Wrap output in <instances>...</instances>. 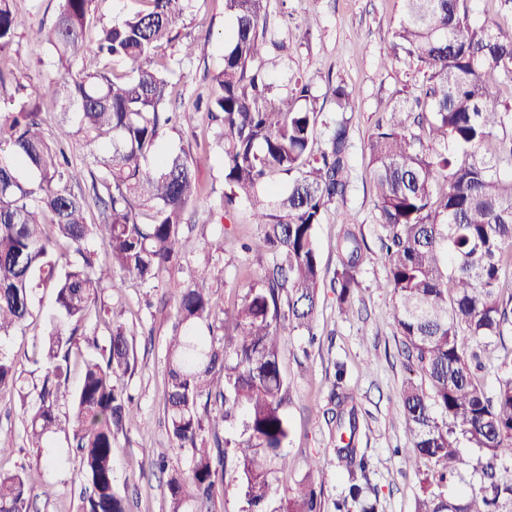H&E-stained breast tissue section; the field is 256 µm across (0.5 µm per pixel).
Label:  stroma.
Here are the masks:
<instances>
[{
    "label": "stroma",
    "mask_w": 512,
    "mask_h": 512,
    "mask_svg": "<svg viewBox=\"0 0 512 512\" xmlns=\"http://www.w3.org/2000/svg\"><path fill=\"white\" fill-rule=\"evenodd\" d=\"M19 28L14 51L30 63L19 83L35 88L56 78L50 48L44 35L52 25L59 0H16ZM402 11L401 0H270L268 26L276 45L266 57L273 93L289 94L295 78L304 77L312 92L333 116L331 90L345 86L354 101L347 119L351 128V185L343 201L324 214L316 231L323 278L321 306L308 344L302 331H285L282 337V369L290 386L287 407L290 432L283 445L288 467L272 477L268 501L278 512L307 478L323 488L324 512L347 492V478L336 464L335 431L326 424L327 407L337 364H344L345 383L354 397L359 417L358 448L369 463L370 486L380 500V512H414L419 493L417 469H433V462L409 463L402 454L411 444L400 390L407 372L398 354L393 321L394 298L386 286V263L379 250L382 233L374 206L368 141L388 102L412 96L413 73L405 58L394 55L393 31ZM231 22L224 0H192L179 25V38L163 46L161 59H182L174 80L182 95L185 116L176 129L166 130L161 144L169 151H186L205 190L200 206L189 209L186 219L188 269L163 274L155 287H129L116 292L105 286L100 299L115 319L123 322L133 340L136 364L122 379L134 398L138 425L118 434L113 444L115 483L125 493L131 512H169L166 477L142 460L143 449L164 456L169 468L187 471L191 451L176 447L165 423L166 340L173 322V299L189 280L188 270L208 264L207 284L219 306L229 307L249 285L258 283L274 258L271 253L244 254L240 240L253 237L247 204H240L232 220H221L224 165L216 146L218 129L206 114L194 111L197 96L207 95L212 75L222 64L224 33ZM195 40L200 50L190 60L182 58L183 38ZM353 215L367 244L366 259L358 275L359 287L349 313H342L338 293L330 286L336 268V239L346 215ZM54 310L51 290L39 291L35 318L25 333L13 336L8 350L19 370L31 371L33 342ZM321 468L310 472L309 459ZM31 472L43 493L32 512H76L79 486L72 461L54 468L40 466L35 449L17 441L11 452L0 455V470Z\"/></svg>",
    "instance_id": "1"
}]
</instances>
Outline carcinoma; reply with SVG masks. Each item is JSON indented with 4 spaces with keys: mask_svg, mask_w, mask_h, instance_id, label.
Instances as JSON below:
<instances>
[{
    "mask_svg": "<svg viewBox=\"0 0 512 512\" xmlns=\"http://www.w3.org/2000/svg\"><path fill=\"white\" fill-rule=\"evenodd\" d=\"M15 0H0V56L16 38ZM146 8L101 26L95 53L125 67L121 75L73 71L91 23V0H60L46 34L62 76L45 89L61 102L53 139L45 135L33 93L16 84L15 110L0 118V388L23 390L6 343L26 332L39 290L50 288L57 313L36 338L37 397L27 410L23 440L52 447L62 433L79 461L83 488L78 512H129L115 484L112 445L137 423L121 379L135 367L123 323L103 317L99 290L126 280L148 285L183 267L184 212L202 192L189 155L160 148L174 127L177 61L158 50L190 0H143ZM471 0H402L393 31L415 73L420 94L393 105L368 149L381 250L394 297L393 319L410 376L401 401L411 433L407 460L435 461L417 472L414 512H512V351L498 359L496 385L486 392L473 347L505 346L512 332V294L500 288L512 266V104L499 101L496 82L512 83V32L470 17ZM267 0H224L234 22L224 35L221 68L196 109L219 123L224 157V215L249 204L260 232L246 251H270L275 262L261 283L224 310V335L214 334L216 306L205 272L180 289L166 345L168 435L192 449L188 473H168L170 512H214L216 485L232 472L249 512H263L273 474L288 464V381L280 368V339L289 327L314 337L321 262L316 228L345 198L351 179L348 122L335 123L315 148L323 109L303 78L291 97L271 94L265 50L276 45L267 27ZM81 138L90 169L78 167L65 143ZM27 168L37 180L23 182ZM288 177L276 192L272 178ZM100 209L89 224V201ZM100 241L106 260L91 245ZM366 244L345 220L336 240L333 287L346 311L358 287ZM104 325L99 343L90 326ZM81 363L76 389L72 360ZM344 364H336L332 407L338 467L348 494L335 512H379L368 495V462L358 453L359 419ZM239 424L233 439L219 426ZM472 452L466 460L462 449ZM25 470L0 472V512H30L37 498ZM284 512H323L322 491L303 484Z\"/></svg>",
    "mask_w": 512,
    "mask_h": 512,
    "instance_id": "cac0c4a2",
    "label": "carcinoma"
}]
</instances>
